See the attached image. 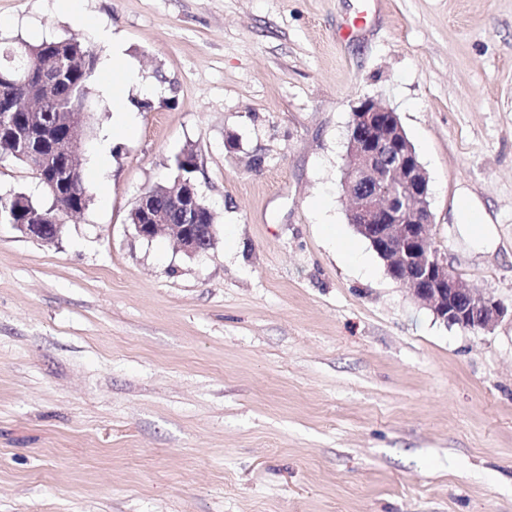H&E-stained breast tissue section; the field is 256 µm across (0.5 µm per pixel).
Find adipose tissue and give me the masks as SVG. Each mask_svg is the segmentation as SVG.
<instances>
[{"instance_id":"1","label":"adipose tissue","mask_w":512,"mask_h":512,"mask_svg":"<svg viewBox=\"0 0 512 512\" xmlns=\"http://www.w3.org/2000/svg\"><path fill=\"white\" fill-rule=\"evenodd\" d=\"M100 66L102 72L109 76L103 84V90L112 98V131L116 134H132L137 128L138 117L128 101V92L134 88L148 94L153 92L154 87L141 82L120 39H113L110 50L101 58Z\"/></svg>"}]
</instances>
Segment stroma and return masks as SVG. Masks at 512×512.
<instances>
[{
  "instance_id": "1",
  "label": "stroma",
  "mask_w": 512,
  "mask_h": 512,
  "mask_svg": "<svg viewBox=\"0 0 512 512\" xmlns=\"http://www.w3.org/2000/svg\"><path fill=\"white\" fill-rule=\"evenodd\" d=\"M54 3L0 0V42L116 35L156 91L116 138L93 81L90 201L58 240L0 223V512H512V320L415 304L341 188L352 110L379 100L449 262L512 303V0H82L100 37ZM187 149L217 217L198 257L129 222ZM464 190L493 248L461 233ZM16 192L52 204L0 159Z\"/></svg>"
}]
</instances>
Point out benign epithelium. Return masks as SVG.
Segmentation results:
<instances>
[{
	"instance_id": "obj_1",
	"label": "benign epithelium",
	"mask_w": 512,
	"mask_h": 512,
	"mask_svg": "<svg viewBox=\"0 0 512 512\" xmlns=\"http://www.w3.org/2000/svg\"><path fill=\"white\" fill-rule=\"evenodd\" d=\"M32 71L33 60L22 47L0 67V81L28 88ZM342 189L349 200V222L358 225L390 277L407 288L416 304L465 330L490 331L504 318L512 319V306L472 287L430 235L434 214L427 172L397 114L378 100L364 99L351 113ZM70 215L56 199L43 216L48 229L36 224L14 228L51 244L61 232V218ZM132 215L139 236L169 235L190 256L206 253L216 242L213 212L183 173L170 187L144 191Z\"/></svg>"
}]
</instances>
